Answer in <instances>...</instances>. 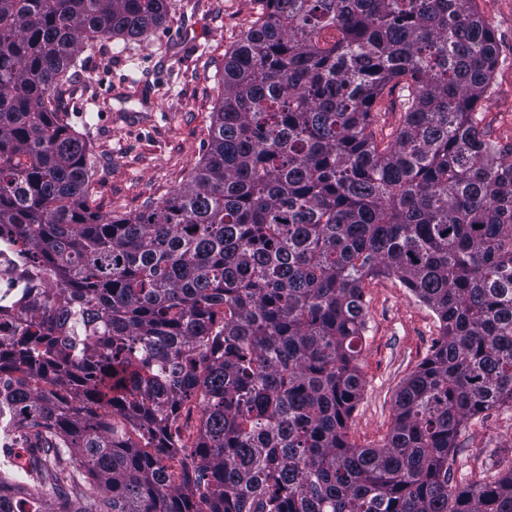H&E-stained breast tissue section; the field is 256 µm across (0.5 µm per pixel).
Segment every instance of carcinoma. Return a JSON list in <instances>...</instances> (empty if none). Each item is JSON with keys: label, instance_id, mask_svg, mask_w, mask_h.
Masks as SVG:
<instances>
[{"label": "carcinoma", "instance_id": "carcinoma-1", "mask_svg": "<svg viewBox=\"0 0 512 512\" xmlns=\"http://www.w3.org/2000/svg\"><path fill=\"white\" fill-rule=\"evenodd\" d=\"M258 2L203 158L124 217L90 207L59 93L167 0H0V225L61 285L0 326V512H512V467L448 473L461 428L512 405V149L476 120L499 64L478 0ZM387 276L442 335L359 448L364 286ZM401 86L395 88L392 93H387L380 103L382 111L379 115L377 126V139H387V134L392 133L401 118Z\"/></svg>", "mask_w": 512, "mask_h": 512}]
</instances>
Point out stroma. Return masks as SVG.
I'll list each match as a JSON object with an SVG mask.
<instances>
[{
	"label": "stroma",
	"mask_w": 512,
	"mask_h": 512,
	"mask_svg": "<svg viewBox=\"0 0 512 512\" xmlns=\"http://www.w3.org/2000/svg\"><path fill=\"white\" fill-rule=\"evenodd\" d=\"M494 31L499 66L477 110L481 127L502 146L512 132V0H478ZM256 0H169L164 25L139 40L115 39L84 52L61 104L95 155L89 204L133 216L163 204L203 157L223 90L224 55L256 18ZM366 333L358 360L360 400L349 437L359 447L385 444L396 397L440 337L434 311L393 277L366 281ZM512 458V406L471 419L449 457L454 483L499 478Z\"/></svg>",
	"instance_id": "1"
}]
</instances>
